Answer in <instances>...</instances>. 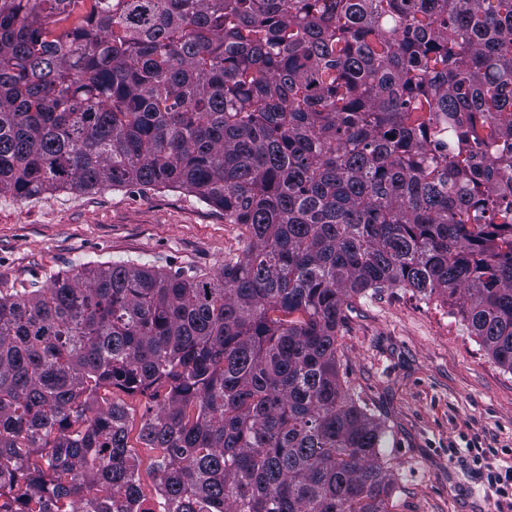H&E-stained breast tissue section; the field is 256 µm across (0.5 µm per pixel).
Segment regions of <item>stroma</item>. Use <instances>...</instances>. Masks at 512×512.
Here are the masks:
<instances>
[{
  "instance_id": "stroma-1",
  "label": "stroma",
  "mask_w": 512,
  "mask_h": 512,
  "mask_svg": "<svg viewBox=\"0 0 512 512\" xmlns=\"http://www.w3.org/2000/svg\"><path fill=\"white\" fill-rule=\"evenodd\" d=\"M245 243L242 226L183 189L0 195V288L120 260L214 275ZM336 348L349 395L386 427L388 512H512L488 483L512 466V372L449 305L405 288L363 296ZM476 448L492 454L474 462Z\"/></svg>"
}]
</instances>
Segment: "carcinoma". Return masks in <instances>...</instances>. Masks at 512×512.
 I'll list each match as a JSON object with an SVG mask.
<instances>
[{"label": "carcinoma", "mask_w": 512, "mask_h": 512, "mask_svg": "<svg viewBox=\"0 0 512 512\" xmlns=\"http://www.w3.org/2000/svg\"><path fill=\"white\" fill-rule=\"evenodd\" d=\"M184 188L249 242L0 288V512H388L336 332L442 296L512 371V0H0V194Z\"/></svg>", "instance_id": "1"}]
</instances>
